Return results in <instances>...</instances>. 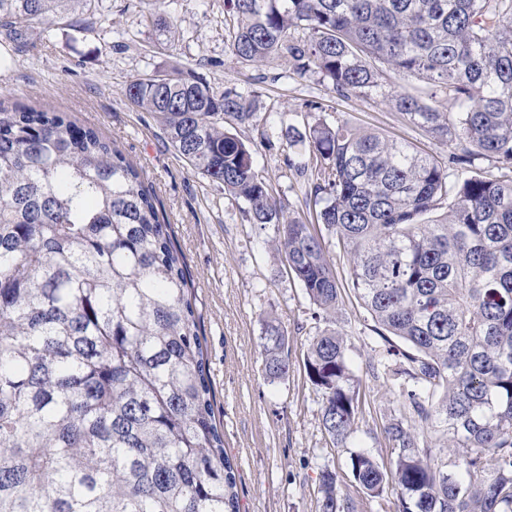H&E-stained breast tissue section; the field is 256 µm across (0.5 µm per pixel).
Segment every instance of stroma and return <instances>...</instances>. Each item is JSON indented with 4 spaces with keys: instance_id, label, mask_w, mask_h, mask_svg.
<instances>
[{
    "instance_id": "obj_1",
    "label": "stroma",
    "mask_w": 512,
    "mask_h": 512,
    "mask_svg": "<svg viewBox=\"0 0 512 512\" xmlns=\"http://www.w3.org/2000/svg\"><path fill=\"white\" fill-rule=\"evenodd\" d=\"M149 9L147 0H92L79 29L46 14L42 25L49 43L35 39L19 48L0 38V106L67 113L97 129L141 170L192 285L216 423L234 464L240 512H320V472H344L356 449L388 463L383 427L401 408L399 381L379 364L384 343L350 287L349 258L325 234L342 288L335 313L318 316L286 273L273 225L251 223L241 201L195 173L154 113L130 103L126 88L137 77L176 66L203 77L215 91L252 94L254 115L237 133L285 213L309 224L315 207L306 196L307 178L288 161L307 156L303 137L317 118L347 121L443 158L449 148L381 97L341 98L318 77H286L284 62L236 60L224 0H164L158 25L147 22ZM310 101L321 103L324 114L308 110ZM268 320L288 333L290 369L275 382L264 375L260 347ZM325 329L346 337L362 401L353 434L338 446L322 429V398L304 366L310 340Z\"/></svg>"
}]
</instances>
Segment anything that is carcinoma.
<instances>
[{
	"label": "carcinoma",
	"mask_w": 512,
	"mask_h": 512,
	"mask_svg": "<svg viewBox=\"0 0 512 512\" xmlns=\"http://www.w3.org/2000/svg\"><path fill=\"white\" fill-rule=\"evenodd\" d=\"M79 2L0 0V35L46 42L34 24ZM225 6L237 60H282L343 97L378 94L452 149L447 165L320 119L308 161L288 165L309 173L316 221L350 256L378 335L409 347L387 349L402 359L404 410L383 428L389 466L354 450L352 483L395 494L398 512H512V179L466 175L480 157L512 168V0ZM383 65L427 91L385 89ZM439 94L458 111L425 102ZM127 98L254 223L274 225L287 272L335 310L314 225L284 218L227 129L252 119L253 100L182 70L131 81ZM260 345L267 379L284 378L287 333L268 321ZM305 369L325 434L346 443L360 397L344 336L313 337ZM450 448L468 449L451 469ZM339 483L321 473V512H356ZM235 488L183 260L141 173L65 113L0 107V512H239Z\"/></svg>",
	"instance_id": "carcinoma-1"
}]
</instances>
